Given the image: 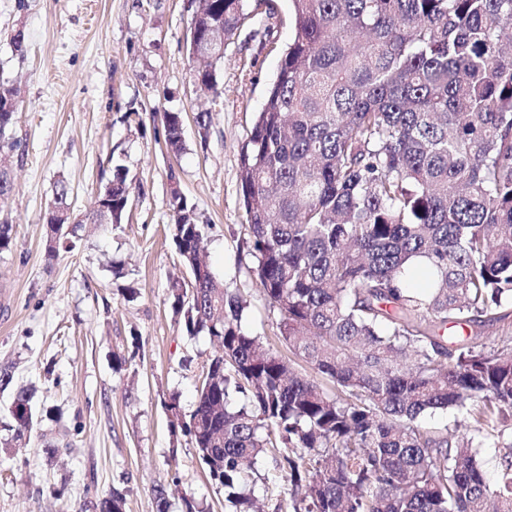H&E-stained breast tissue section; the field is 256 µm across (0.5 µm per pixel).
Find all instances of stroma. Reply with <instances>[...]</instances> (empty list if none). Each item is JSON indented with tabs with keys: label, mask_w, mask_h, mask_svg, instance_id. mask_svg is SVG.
Instances as JSON below:
<instances>
[{
	"label": "stroma",
	"mask_w": 512,
	"mask_h": 512,
	"mask_svg": "<svg viewBox=\"0 0 512 512\" xmlns=\"http://www.w3.org/2000/svg\"><path fill=\"white\" fill-rule=\"evenodd\" d=\"M196 0H0V73L20 108L10 158L12 226L0 253V512H99L116 492L123 512H229L170 401L189 414L213 347L188 335L170 285L189 281L169 231L171 184L205 228L217 279L248 302L243 326L280 355L279 315L260 296L240 189V153L291 41L289 0H248L247 18L200 88L189 55ZM24 24V55L10 34ZM212 124L200 136L195 113ZM182 115L180 154L162 116ZM122 168L130 187L120 223L91 222L99 188ZM66 181L73 231L48 254L47 208ZM32 391L40 416L15 441L8 408ZM269 449L252 484L262 512H290L289 486Z\"/></svg>",
	"instance_id": "stroma-1"
}]
</instances>
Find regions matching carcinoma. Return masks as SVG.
I'll return each instance as SVG.
<instances>
[{
	"instance_id": "cac0c4a2",
	"label": "carcinoma",
	"mask_w": 512,
	"mask_h": 512,
	"mask_svg": "<svg viewBox=\"0 0 512 512\" xmlns=\"http://www.w3.org/2000/svg\"><path fill=\"white\" fill-rule=\"evenodd\" d=\"M294 35L240 154L255 279L292 372L242 326L247 301L202 256L183 197L172 237L192 273L171 286L190 336L218 346L190 436L233 512H254L252 472L278 437L293 512H512V336L448 337L512 316V0H290ZM245 0H199L194 34L231 39ZM0 78V141L16 113ZM166 146L183 148L178 112ZM121 171L109 215L128 201ZM48 220L70 222L58 183ZM418 260L429 270L410 286ZM241 397L244 402L232 404ZM454 409L448 432L423 427ZM10 414L34 425L27 389ZM499 450L490 478L482 440Z\"/></svg>"
}]
</instances>
